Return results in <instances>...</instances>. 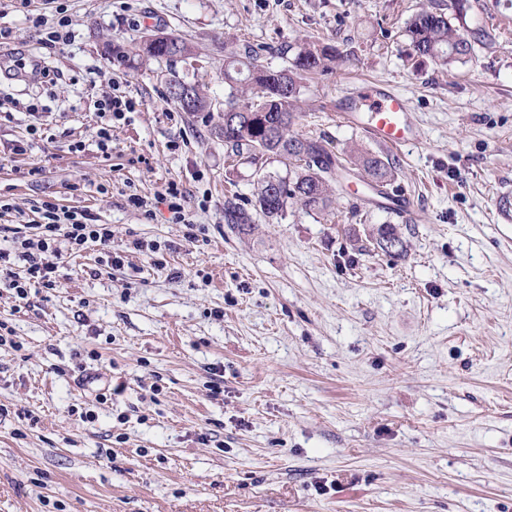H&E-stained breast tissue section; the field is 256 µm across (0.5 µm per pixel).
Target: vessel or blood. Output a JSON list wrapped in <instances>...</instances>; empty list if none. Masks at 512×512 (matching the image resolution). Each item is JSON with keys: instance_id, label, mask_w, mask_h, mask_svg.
Wrapping results in <instances>:
<instances>
[{"instance_id": "obj_1", "label": "vessel or blood", "mask_w": 512, "mask_h": 512, "mask_svg": "<svg viewBox=\"0 0 512 512\" xmlns=\"http://www.w3.org/2000/svg\"><path fill=\"white\" fill-rule=\"evenodd\" d=\"M340 110L379 145L396 149L414 138L412 112L397 92L366 85L357 95L345 99Z\"/></svg>"}]
</instances>
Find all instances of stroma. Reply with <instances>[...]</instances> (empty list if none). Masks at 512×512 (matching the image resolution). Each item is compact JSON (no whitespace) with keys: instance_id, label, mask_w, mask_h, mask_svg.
I'll return each mask as SVG.
<instances>
[{"instance_id":"obj_1","label":"stroma","mask_w":512,"mask_h":512,"mask_svg":"<svg viewBox=\"0 0 512 512\" xmlns=\"http://www.w3.org/2000/svg\"><path fill=\"white\" fill-rule=\"evenodd\" d=\"M428 4L67 0L59 50L26 19L46 0H0V97L20 102L0 116V248L47 200L112 227L63 256L56 288L21 299L0 276V512H512V0H467L455 25L491 43L450 67L411 55ZM151 31L191 43L184 72L219 102L226 43L335 45L351 62L306 85L299 129L391 161L416 217L357 199L353 177L332 213L225 223L253 167L167 101L165 62L106 48ZM117 78L136 109L105 155L94 103ZM364 83L405 96L411 143L339 116ZM35 98L48 110L18 155ZM171 181L188 223L161 200ZM388 222L405 257L369 238Z\"/></svg>"}]
</instances>
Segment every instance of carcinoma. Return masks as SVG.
<instances>
[{
	"label": "carcinoma",
	"mask_w": 512,
	"mask_h": 512,
	"mask_svg": "<svg viewBox=\"0 0 512 512\" xmlns=\"http://www.w3.org/2000/svg\"><path fill=\"white\" fill-rule=\"evenodd\" d=\"M406 33L416 57L438 59L451 66L463 61L474 46L485 45L489 36L454 25L439 8H424L408 23ZM277 52L289 57V65L275 70L265 65L266 55ZM193 47L184 39L168 35L166 43L150 49L140 44L132 49L112 46V58L128 66L151 59L165 60L163 76L167 98L179 109L202 116L211 134L224 141L227 157L251 167L270 159L282 163L285 175H276L279 189L269 194L257 186L252 206L270 221L285 218L290 205L325 212L335 203L334 184L355 174L374 189L392 184L390 163L369 151L352 150L351 166L342 162L324 138H312L294 130L302 103L304 80L325 75L340 67L344 58L335 46L303 41L277 50L248 42L232 43L224 59V110L196 83L186 80L178 64L192 58ZM227 224H249L251 215L237 198L224 201ZM371 239L385 254L401 257L407 241L394 224H381Z\"/></svg>",
	"instance_id": "carcinoma-1"
}]
</instances>
